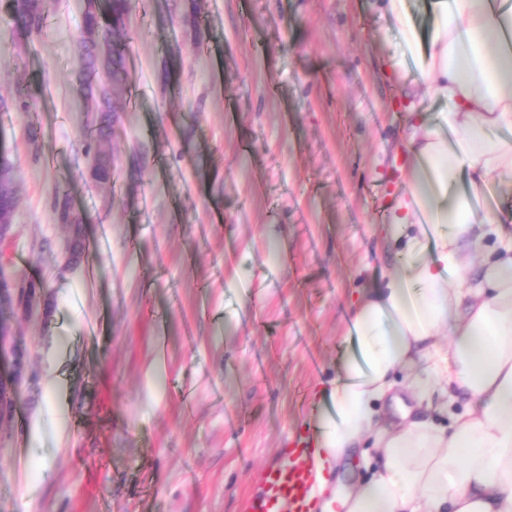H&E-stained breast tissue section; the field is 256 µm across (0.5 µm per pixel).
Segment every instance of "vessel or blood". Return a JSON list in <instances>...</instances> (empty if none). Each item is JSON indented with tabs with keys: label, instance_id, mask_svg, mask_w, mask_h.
Returning a JSON list of instances; mask_svg holds the SVG:
<instances>
[{
	"label": "vessel or blood",
	"instance_id": "vessel-or-blood-1",
	"mask_svg": "<svg viewBox=\"0 0 512 512\" xmlns=\"http://www.w3.org/2000/svg\"><path fill=\"white\" fill-rule=\"evenodd\" d=\"M309 454L306 444L298 443L287 451L285 461L266 468L248 512H314L316 503L309 496L313 481Z\"/></svg>",
	"mask_w": 512,
	"mask_h": 512
}]
</instances>
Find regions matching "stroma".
<instances>
[{
  "label": "stroma",
  "mask_w": 512,
  "mask_h": 512,
  "mask_svg": "<svg viewBox=\"0 0 512 512\" xmlns=\"http://www.w3.org/2000/svg\"><path fill=\"white\" fill-rule=\"evenodd\" d=\"M431 2L399 20L378 0H198L192 24L188 0H150L98 184L78 0H48L27 43L0 0V97L30 101L0 110L18 189L0 275L43 283L51 307L7 323L40 392L0 421V512H246L262 469L316 431L357 289L400 264L378 190L404 193L405 116L445 109L419 82ZM443 387L420 401L400 376L393 393L444 429ZM379 465L352 449L328 495Z\"/></svg>",
  "instance_id": "obj_1"
}]
</instances>
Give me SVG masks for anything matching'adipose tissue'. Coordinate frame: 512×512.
<instances>
[{
    "instance_id": "obj_1",
    "label": "adipose tissue",
    "mask_w": 512,
    "mask_h": 512,
    "mask_svg": "<svg viewBox=\"0 0 512 512\" xmlns=\"http://www.w3.org/2000/svg\"><path fill=\"white\" fill-rule=\"evenodd\" d=\"M436 21L419 66L421 83L448 105L436 120L411 118L407 197L392 239L407 258L380 288L350 306L358 346L328 391L333 410L314 442V486L327 466L372 444L382 470L336 495L340 512H512V241L500 221L479 214L473 191L512 184V50L501 43L512 11L491 0H436ZM471 193L449 195L458 170ZM493 239L481 259L470 248ZM479 264L478 280L453 288L449 276ZM447 331L448 344L438 335ZM404 372L422 391L426 374L464 393L467 408L448 429L388 422L380 404Z\"/></svg>"
}]
</instances>
